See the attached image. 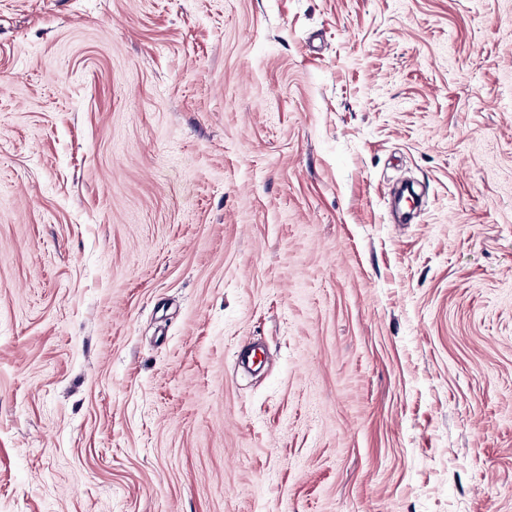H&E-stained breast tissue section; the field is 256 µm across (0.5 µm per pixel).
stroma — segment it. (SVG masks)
I'll use <instances>...</instances> for the list:
<instances>
[{"instance_id":"35a3bbf8","label":"stroma","mask_w":512,"mask_h":512,"mask_svg":"<svg viewBox=\"0 0 512 512\" xmlns=\"http://www.w3.org/2000/svg\"><path fill=\"white\" fill-rule=\"evenodd\" d=\"M0 512H512V0H0Z\"/></svg>"}]
</instances>
